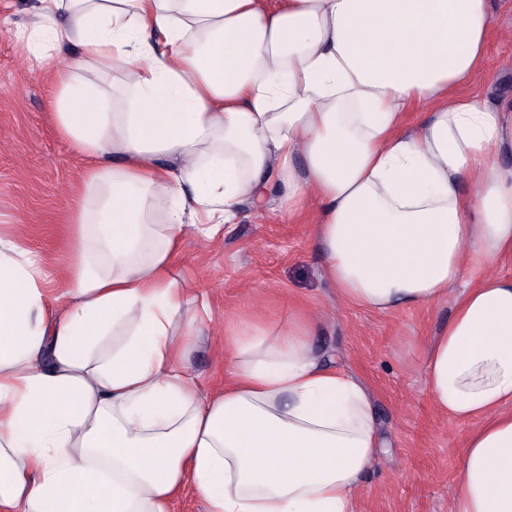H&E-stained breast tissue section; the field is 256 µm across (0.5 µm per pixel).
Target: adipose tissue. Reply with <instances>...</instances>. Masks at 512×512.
Instances as JSON below:
<instances>
[{"instance_id":"adipose-tissue-1","label":"adipose tissue","mask_w":512,"mask_h":512,"mask_svg":"<svg viewBox=\"0 0 512 512\" xmlns=\"http://www.w3.org/2000/svg\"><path fill=\"white\" fill-rule=\"evenodd\" d=\"M491 30L490 0H38L17 37L89 166L61 311L42 258L0 237V512H170L188 479L205 512H356L374 403L316 353L319 315L237 327L222 389L186 368L209 305L177 248L274 178L313 211L339 301L450 300L427 385L481 421L451 512H512V277L467 278L512 257V116L468 91Z\"/></svg>"}]
</instances>
